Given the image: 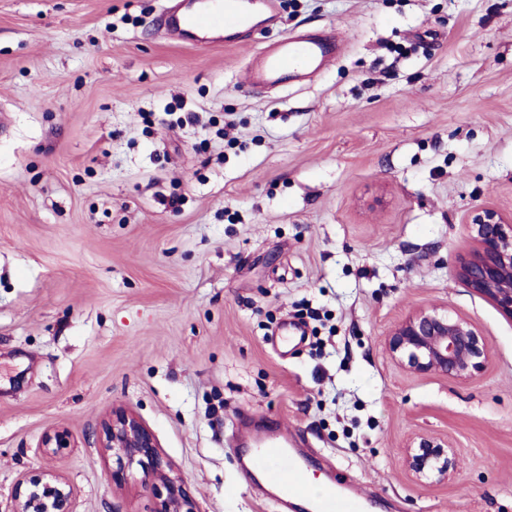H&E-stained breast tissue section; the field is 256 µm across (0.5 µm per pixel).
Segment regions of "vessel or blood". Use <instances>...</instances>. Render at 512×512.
Returning a JSON list of instances; mask_svg holds the SVG:
<instances>
[{
    "instance_id": "b4317fda",
    "label": "vessel or blood",
    "mask_w": 512,
    "mask_h": 512,
    "mask_svg": "<svg viewBox=\"0 0 512 512\" xmlns=\"http://www.w3.org/2000/svg\"><path fill=\"white\" fill-rule=\"evenodd\" d=\"M164 16L165 32L177 42L216 43L220 40L219 30L244 37L255 27L246 0H197L187 9L168 7ZM330 57L331 50L324 42L308 36L293 37L258 52L246 67L247 83L250 88L261 89L276 85L287 76L302 79L321 69ZM250 467L278 489L282 498H314L316 512H359V500L335 487L313 495L306 471L285 439L265 440L262 447L253 450Z\"/></svg>"
}]
</instances>
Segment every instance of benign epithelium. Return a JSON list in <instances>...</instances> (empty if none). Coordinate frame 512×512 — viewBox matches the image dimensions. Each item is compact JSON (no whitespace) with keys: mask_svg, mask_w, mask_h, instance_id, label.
I'll return each mask as SVG.
<instances>
[{"mask_svg":"<svg viewBox=\"0 0 512 512\" xmlns=\"http://www.w3.org/2000/svg\"><path fill=\"white\" fill-rule=\"evenodd\" d=\"M473 247L459 257L457 273L473 292L490 301L512 320V216L482 207L467 218ZM386 348L397 364L420 374L442 373L466 380L488 361V344L468 319L442 308H420L394 325ZM97 441L112 455L115 467L107 474L121 487L135 468L156 499L152 512H197L194 498L182 477L159 450L154 432L130 409L105 417ZM407 470L419 480L442 482L454 463V449L437 437L418 436L404 458ZM74 490L59 473L18 481L11 512H73Z\"/></svg>","mask_w":512,"mask_h":512,"instance_id":"7a95c632","label":"benign epithelium"}]
</instances>
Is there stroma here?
Segmentation results:
<instances>
[{"mask_svg":"<svg viewBox=\"0 0 512 512\" xmlns=\"http://www.w3.org/2000/svg\"><path fill=\"white\" fill-rule=\"evenodd\" d=\"M173 2L0 0V512L48 469L74 512H152L94 442L120 408L198 512H280L236 450L268 421L364 512H512V321L456 275L469 213H512V0H276L211 46L164 36ZM302 33L336 44L318 74L242 83ZM428 306L476 325L481 372L390 358ZM418 434L446 481L406 470ZM404 462L416 479L442 482L454 463V449L441 438L417 436L406 448Z\"/></svg>","mask_w":512,"mask_h":512,"instance_id":"35a3bbf8","label":"stroma"}]
</instances>
